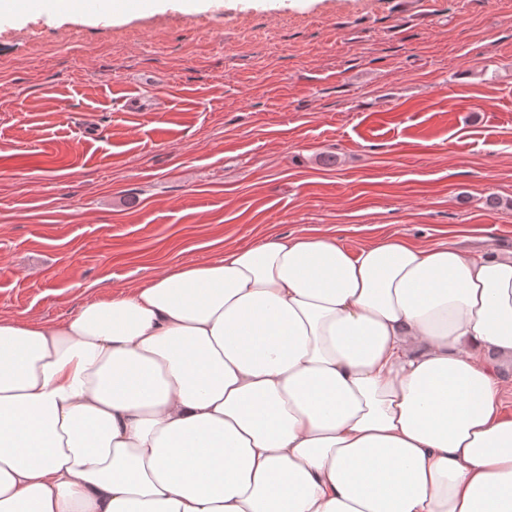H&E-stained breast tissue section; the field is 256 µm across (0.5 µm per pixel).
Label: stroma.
Instances as JSON below:
<instances>
[{
    "label": "stroma",
    "mask_w": 512,
    "mask_h": 512,
    "mask_svg": "<svg viewBox=\"0 0 512 512\" xmlns=\"http://www.w3.org/2000/svg\"><path fill=\"white\" fill-rule=\"evenodd\" d=\"M283 234L512 252V0L0 18V317Z\"/></svg>",
    "instance_id": "obj_1"
}]
</instances>
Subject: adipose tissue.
<instances>
[{"mask_svg":"<svg viewBox=\"0 0 512 512\" xmlns=\"http://www.w3.org/2000/svg\"><path fill=\"white\" fill-rule=\"evenodd\" d=\"M512 255L280 235L0 318V512H512Z\"/></svg>","mask_w":512,"mask_h":512,"instance_id":"ef3b65f1","label":"adipose tissue"}]
</instances>
